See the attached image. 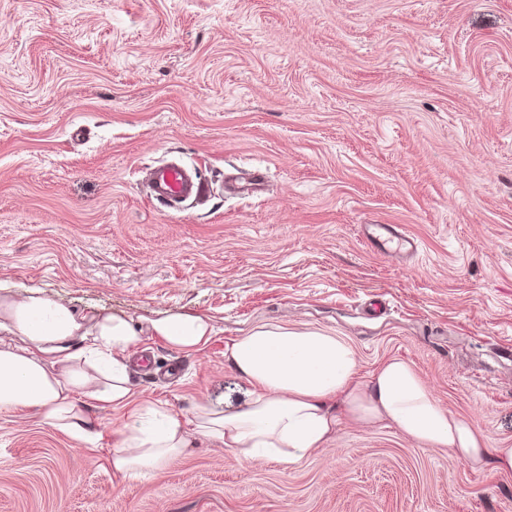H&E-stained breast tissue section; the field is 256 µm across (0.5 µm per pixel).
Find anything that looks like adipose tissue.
Segmentation results:
<instances>
[{
  "label": "adipose tissue",
  "instance_id": "obj_1",
  "mask_svg": "<svg viewBox=\"0 0 512 512\" xmlns=\"http://www.w3.org/2000/svg\"><path fill=\"white\" fill-rule=\"evenodd\" d=\"M214 333L209 318L198 315L166 314L143 328L123 315L82 314L37 286L4 289L0 415L34 417L91 442L108 413H122L111 464L125 477L163 470L196 441L231 450L245 463L272 460L290 469L345 420L388 422L424 449L445 448L470 464L512 472V447H488L486 435L443 408L409 363L392 358L361 379L354 347L320 329L265 324L227 343L225 361L249 386L236 409L201 397L176 413L143 398L130 367L143 336L194 352Z\"/></svg>",
  "mask_w": 512,
  "mask_h": 512
}]
</instances>
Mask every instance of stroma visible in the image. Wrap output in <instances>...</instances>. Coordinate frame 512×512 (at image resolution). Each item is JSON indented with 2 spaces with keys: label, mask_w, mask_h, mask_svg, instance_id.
Wrapping results in <instances>:
<instances>
[{
  "label": "stroma",
  "mask_w": 512,
  "mask_h": 512,
  "mask_svg": "<svg viewBox=\"0 0 512 512\" xmlns=\"http://www.w3.org/2000/svg\"><path fill=\"white\" fill-rule=\"evenodd\" d=\"M210 188L175 211L146 168ZM267 170L269 191L227 176ZM364 224L419 244L370 250ZM0 284L139 324L209 318L199 353L145 337V399L232 410L251 328L344 337L361 378L407 361L512 446V0H0ZM0 417V512H512V474L343 422L292 469L206 443L145 478Z\"/></svg>",
  "instance_id": "35a3bbf8"
}]
</instances>
